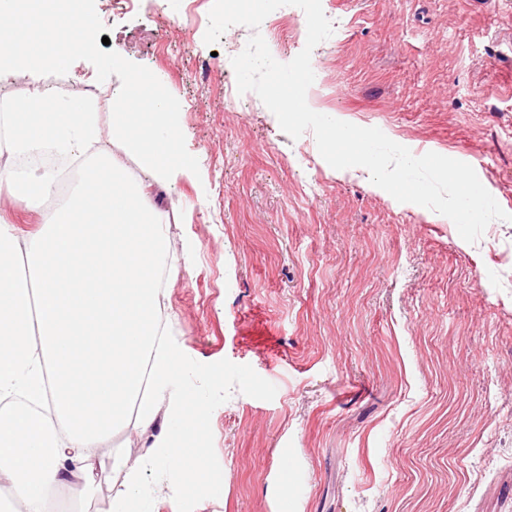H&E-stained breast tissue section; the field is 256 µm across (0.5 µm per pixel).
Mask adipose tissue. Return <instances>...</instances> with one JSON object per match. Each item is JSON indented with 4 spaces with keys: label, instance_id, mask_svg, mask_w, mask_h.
Wrapping results in <instances>:
<instances>
[{
    "label": "adipose tissue",
    "instance_id": "adipose-tissue-1",
    "mask_svg": "<svg viewBox=\"0 0 512 512\" xmlns=\"http://www.w3.org/2000/svg\"><path fill=\"white\" fill-rule=\"evenodd\" d=\"M79 2L0 0V57L45 58L63 69L74 53L95 52V24ZM50 96L34 87L0 114V153L12 159L50 148L78 158L106 139L151 180L191 175L169 103L150 84L114 98L106 135L86 102L49 111ZM25 183L46 198L57 175L0 166V187L15 194ZM167 249L141 184L103 151L35 238L0 224V475L12 486L8 512H49L72 478L91 481L103 443L118 429L155 434L141 463L112 451L123 485L112 512H144L154 493L149 475L199 477L187 452H204L208 397L183 389L189 370L181 348L157 321L156 267Z\"/></svg>",
    "mask_w": 512,
    "mask_h": 512
}]
</instances>
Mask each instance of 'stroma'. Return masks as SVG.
I'll return each mask as SVG.
<instances>
[{
	"label": "stroma",
	"mask_w": 512,
	"mask_h": 512,
	"mask_svg": "<svg viewBox=\"0 0 512 512\" xmlns=\"http://www.w3.org/2000/svg\"><path fill=\"white\" fill-rule=\"evenodd\" d=\"M321 3L334 32L311 55L310 108L468 163L512 213V0ZM212 4L82 0L108 44L11 86L92 98L106 131L115 95L155 79L193 166L156 184L108 146L167 224L166 329L210 392L200 467L224 480L160 490L152 512H512V222L470 244L366 169L326 167L312 132L291 139L238 93L231 59L253 31L206 45ZM258 31L287 63L306 17L283 6ZM46 210L0 191L23 234ZM119 488L106 458L89 495L60 497L112 512Z\"/></svg>",
	"instance_id": "obj_1"
}]
</instances>
